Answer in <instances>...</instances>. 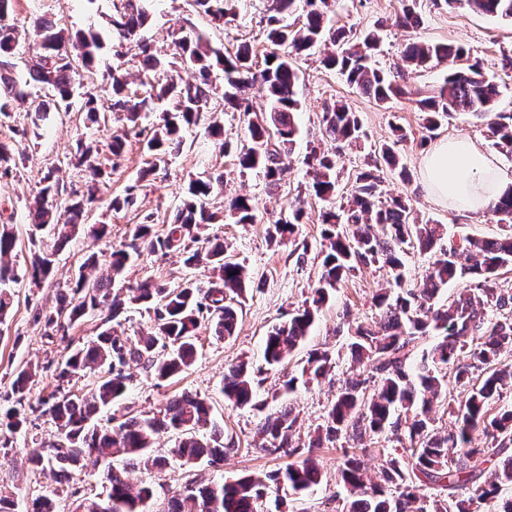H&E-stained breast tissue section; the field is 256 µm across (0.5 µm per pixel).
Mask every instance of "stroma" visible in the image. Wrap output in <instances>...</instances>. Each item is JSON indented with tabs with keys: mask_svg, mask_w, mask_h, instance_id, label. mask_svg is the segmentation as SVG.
<instances>
[{
	"mask_svg": "<svg viewBox=\"0 0 512 512\" xmlns=\"http://www.w3.org/2000/svg\"><path fill=\"white\" fill-rule=\"evenodd\" d=\"M238 17L234 24L223 29L212 28L205 15L196 14L189 0H153L151 20L144 36L161 51H171L173 31L194 24L210 31L225 50L234 51L238 45L249 44L256 65H263L273 47L266 38L265 16L268 0H238ZM421 23L418 28L404 30L391 24L400 7L398 0H336L333 22L335 26L364 33L381 27L382 42L376 53L379 67L397 73L404 65L400 52L409 40L454 43L473 50L482 62L485 73L500 87L496 110L512 117V71L504 69L503 59L512 55V21L490 18L471 10L465 0L451 6L433 5L431 0H420ZM43 14L58 27L76 32L88 28L100 33L110 29L112 0H15L13 19L21 33L18 52L28 58L39 51L40 39L31 22L34 15ZM297 120L301 136L291 157V165L278 189H269L263 172L240 171L236 152L248 142L247 118L240 112H224L218 119L233 149L222 153L215 149L202 129L186 135V141L166 169L158 171L150 181H139L140 171L149 157L140 138L127 141L125 154L117 168L105 174L100 184L98 200L88 213L92 224H104L108 235L101 241L76 236L54 256V272L50 278L33 286L24 271L32 253L50 249L53 240L42 231H33L28 222V209L43 186L45 175H54L61 188L86 191L87 176L75 165L78 147L97 149L100 161H108V145L114 131L121 124L113 114L93 124L85 113L78 111H50L41 120H33L24 108H14L9 115H0V142L13 143L23 154L11 174L0 178V225H11L17 236L15 263L21 276L13 288L14 305L4 321L0 322V402L10 391L14 373L25 366L36 369L31 400L49 395L57 388L56 368L68 348H76L91 341L99 332L101 320L89 316L74 324L66 338L46 335L45 318L54 311L60 290L74 279L87 254L120 247L130 239L134 224L144 216H153L156 232H163L172 219L176 207L184 197L191 178L209 173L218 179L217 191L210 201L211 208L223 207L225 197L243 194L254 199L258 220L253 224H238L227 218L210 225L209 235L223 238L231 246L236 261L245 265L251 274L250 288L243 303L237 330L229 338H217L209 329L198 332L197 358L180 376L156 380L140 365L127 368L133 382L124 398L111 408L115 417L138 415L163 410L168 401L189 393L205 399L212 407V420L223 427L225 438L234 440L237 449L228 453L223 463L210 466L198 464L186 469L180 461L169 460L161 469L130 472L131 481L150 482L155 489L153 512H165L169 499L177 491L186 472L196 474L199 482L209 484L231 475H266L287 465L284 457L270 455L261 448L257 428L266 414L289 405L299 411L301 436H308L333 400L337 388L346 377L348 360L338 366L318 384L298 385L293 394L282 391L285 375L296 373L301 359L309 349L335 345L336 330L344 318L370 323L377 311L373 296L386 281L388 271L380 266L361 268L338 289L331 303L318 315L304 347L276 368L268 367L263 359V339L267 329L287 320L289 313L302 305L317 281L321 262L320 214L325 201L308 190L311 176L303 162L308 143L326 141L322 115L327 105L342 100L360 117L362 139L354 146L343 142L331 144L336 154L337 195H348L356 172L372 163L383 143L396 142L397 151L411 173L410 181H401L392 171H383V188L392 196L409 198L418 218L432 219L444 224L449 236L493 238L501 226L492 211L479 214L459 212L434 203L422 186L420 160L424 154L419 142L424 135L422 116L411 101L404 98L379 104L354 92L344 77L326 70L318 56L301 62ZM401 127L405 137L395 141L394 127ZM465 135L482 142L487 151H495L484 117L459 112L435 131V139ZM134 187L132 207L113 210V196L124 194ZM302 201L305 218L296 233L295 243L280 246L269 243L267 227L270 220L287 211L295 201ZM307 244L305 258H298L296 244ZM209 271L200 266L185 268L177 253H143L126 271L118 290H126L144 279L174 286L190 278L200 286H207ZM251 360L257 372V397L263 401L260 410L238 409L224 400L225 367L238 358ZM56 428L50 417L40 413L28 416L24 430L16 434L8 447H0V495L15 503V512H29L32 502L43 495L55 501V512H82L86 498L106 493V463L87 462L83 470L75 472L69 481H58L51 470H35L28 457L41 444L53 439Z\"/></svg>",
	"mask_w": 512,
	"mask_h": 512,
	"instance_id": "35a3bbf8",
	"label": "stroma"
}]
</instances>
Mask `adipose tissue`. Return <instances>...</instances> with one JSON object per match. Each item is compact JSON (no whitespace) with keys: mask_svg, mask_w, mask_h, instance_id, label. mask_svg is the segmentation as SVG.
I'll use <instances>...</instances> for the list:
<instances>
[{"mask_svg":"<svg viewBox=\"0 0 512 512\" xmlns=\"http://www.w3.org/2000/svg\"><path fill=\"white\" fill-rule=\"evenodd\" d=\"M421 166L424 189L453 209L484 212L512 188V167L467 138L436 142Z\"/></svg>","mask_w":512,"mask_h":512,"instance_id":"obj_1","label":"adipose tissue"}]
</instances>
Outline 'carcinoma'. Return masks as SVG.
Masks as SVG:
<instances>
[{
    "label": "carcinoma",
    "instance_id": "carcinoma-1",
    "mask_svg": "<svg viewBox=\"0 0 512 512\" xmlns=\"http://www.w3.org/2000/svg\"><path fill=\"white\" fill-rule=\"evenodd\" d=\"M14 0H0V113L7 114L18 101H27L28 111L37 115L49 104L72 107L75 77L79 68L92 72L95 58L107 48L115 59L110 73L107 109L123 116L135 130L142 117L160 112L159 123L147 138L151 157L145 180L169 164L173 152L184 143V131L202 127L214 146L227 151L223 127L207 113L224 106L248 117V146L237 154L242 170L260 169L269 185L276 187L291 159L299 136L297 112L300 74L297 59L308 55L322 42L334 50L321 64L337 70L358 93L387 103L408 97L423 114V128L432 132L441 120L459 111L477 112L487 119L489 135L501 151L512 155V124L495 113L499 87L483 72L480 61L460 45L412 41L405 44L402 59L406 78L434 65L444 64L448 73L435 89L412 83H397L379 68L375 51L380 46V29L358 37L331 24L336 0H271L267 17V40L283 49L270 54L273 61L253 72L251 49L243 45L234 53L216 46L202 30H181L172 35L175 52L162 55L140 37L150 16L151 0H112V32L115 41H105L91 29L74 38L44 17L34 20L44 54L25 62V82L48 89V99L26 100L16 76L17 29L9 21ZM237 0H194V9L210 18L217 28L236 20ZM303 3L302 25L295 29L282 24L286 15ZM418 0H400L394 24L414 29L421 23ZM486 16L512 18V0H466ZM138 47L144 91L129 90L125 68V43ZM224 72V85L212 83L211 71ZM191 69L197 79L185 82L179 71ZM265 94L269 105L256 108L246 95L254 86ZM325 135L334 141L355 145L361 125L357 113L338 101L322 116ZM15 151L0 142V176L12 171ZM310 169L311 192L328 203L321 213L322 256L317 285L301 308L288 320L272 326L264 338L263 358L269 366L281 365L309 336L320 310L334 297L342 283L362 267L380 265L390 279L374 297L379 318L369 325L345 321L350 360L349 377L337 389L323 421L306 443L295 441L301 428L299 415L286 406L264 418L258 434L262 448L273 455L291 458L285 468L256 479L249 475L227 478L214 484L187 482L170 499L166 512H260L270 486L284 496L301 495L328 483L314 457L324 443L353 441L363 445L367 437L387 434L399 447L389 452L376 473H366L354 452L343 451L336 475L339 512H512V366L500 362L501 353L512 350V292L497 286L499 270L512 265V188L491 206L499 216L502 233L491 239L465 237L457 242L447 237L441 224L421 222L412 214L408 200L385 197L378 171L381 167L410 179L395 143L381 147L370 169L360 172L349 197L340 206L332 204L336 193V159L317 146L305 158ZM76 165L98 183L102 170L91 148L83 150ZM44 186L29 209V222L37 230H48L55 250L31 255L28 276L35 284L53 270L55 251L82 232L95 240L107 234V225L88 224L87 209L94 188L81 198H62L59 183L47 174ZM216 187L209 179L190 180L187 195L176 209L167 233L158 235L150 217L134 225L131 243L109 252L90 254L75 280L60 292L59 306L46 317L47 335L66 331L85 316L104 315L101 331L83 347L69 351L58 367L60 385L50 399L27 403L32 371L21 369L11 382L12 406L0 408V436H13L27 423L26 411L49 414L57 430L47 449L35 452L29 463L46 466L55 476L68 479L86 455L107 461L105 512H149L154 497L147 482L132 483L127 469L160 467L165 460L151 454L160 433L177 434L171 456L185 464L205 460L212 465L224 461L230 448L224 445V429L214 424L204 434L199 428L209 423L207 403L191 395L177 396L157 413L130 416L116 427H100L98 416L128 390L131 361L142 365L159 381L188 369L197 353V331L206 326L218 338L233 336L250 283L248 269L228 252L224 240L205 233L207 226L223 219L209 209ZM225 210L238 224L257 219L254 201L245 195L225 199ZM304 210L293 205L269 223L268 239L282 242L292 238L302 223ZM16 239L0 229V319L12 305L11 284L18 282L12 262ZM176 252L190 268L202 263L210 269L207 290L184 280L174 288L145 279L121 296L112 292L120 278L143 252ZM409 250L428 254L432 262L422 283L406 285L403 256ZM465 256L467 265L459 264ZM468 279L469 285L442 301L439 295L448 284ZM130 305L153 310V331L136 340L115 333L109 323ZM342 359L341 349L324 346L308 352L301 377L288 376L282 387L294 391L296 383L318 382ZM454 386H449L448 372ZM95 375L89 390L81 395L65 390L62 383ZM224 400L238 408L261 409L257 400L254 370L241 358L224 373ZM447 405L454 426L447 433L435 427L434 404ZM427 487L424 494L421 487Z\"/></svg>",
    "mask_w": 512,
    "mask_h": 512
}]
</instances>
